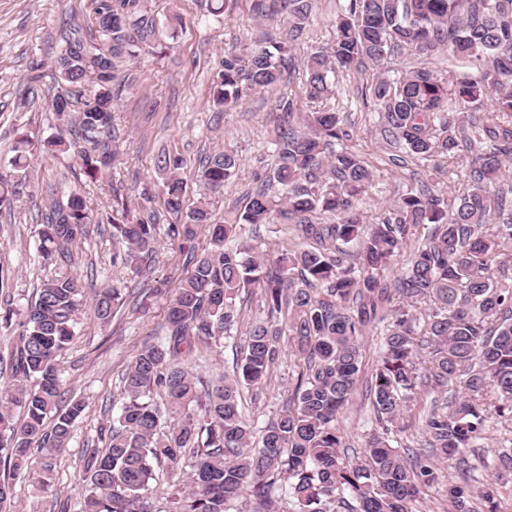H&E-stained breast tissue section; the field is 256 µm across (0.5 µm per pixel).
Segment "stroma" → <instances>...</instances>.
Wrapping results in <instances>:
<instances>
[{"label":"stroma","mask_w":512,"mask_h":512,"mask_svg":"<svg viewBox=\"0 0 512 512\" xmlns=\"http://www.w3.org/2000/svg\"><path fill=\"white\" fill-rule=\"evenodd\" d=\"M342 2L313 0L310 20L293 41L296 68L289 81L248 91L236 107L220 112L210 103V91L225 52L246 54L266 39H287L286 21L256 15L252 0H234L230 10L217 17L209 11L210 0H144L155 19V35L134 55L124 54L115 61L112 124L118 160L105 176L91 180L84 176L82 161L73 150L36 156L25 171L13 170L10 164L12 146L20 134L47 138L59 133L49 107L61 90L55 63L71 28L84 27L87 40L98 41V33L90 27L91 0H0V173L19 183L13 202L0 206V308L9 305L22 311L43 281L57 273L81 280L75 336L61 353L58 370L65 400L86 405L69 443L54 456L50 487L40 491L30 478H16L7 512H65L77 501L84 486L85 453L100 447V427L118 414L112 400L120 392L126 367L141 344L161 330L165 300L149 296L148 291L162 284L175 288L190 271L182 240L172 233L173 219L164 208L161 175L155 166L158 154L184 158L189 176L186 205L191 208L199 200V189L190 179L199 159L225 149L236 152L240 158L236 175L208 199L212 223H223L225 214L244 201L248 189L268 176L273 164L270 142L279 124L278 102L292 95L301 115L324 107L339 112L348 133L344 146L372 173L359 202L363 223L377 222L402 191L418 184L436 186L451 199L467 184L469 167L456 158L439 160L433 167L410 158L394 165V150L378 116L361 96L367 81L380 71L391 75L425 64L447 75V57L406 51L388 58L377 71L337 73L321 99L304 96L301 63L311 48L331 43ZM35 71L40 74L36 82L30 79ZM116 190L132 214L153 218L156 224V251L138 274L114 262L123 245L104 227ZM74 192L83 196L99 227L66 247L52 264H43L38 230L52 203L67 200ZM241 234L269 262L288 247L315 245L314 240L299 237L291 220L247 224ZM108 286L120 288L125 302L111 323L103 326L94 319L91 304L95 292ZM297 362L291 351H284L261 388L242 391L243 412L253 432H260L282 406L296 379ZM373 419L369 400L355 393L339 419L350 461L361 458L375 429ZM511 440L512 419L492 417L481 447L468 455L478 483L490 479L497 448Z\"/></svg>","instance_id":"1"}]
</instances>
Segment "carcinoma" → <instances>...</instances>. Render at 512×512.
<instances>
[{
	"mask_svg": "<svg viewBox=\"0 0 512 512\" xmlns=\"http://www.w3.org/2000/svg\"><path fill=\"white\" fill-rule=\"evenodd\" d=\"M254 10L282 14L299 32L312 0H258ZM91 25L104 36L101 44L73 32L57 68L62 84L92 83L96 90L77 110L62 105L66 94L51 108L89 144L81 150L83 170L96 179L115 159L114 58L125 45L147 42L155 21L140 0H94ZM406 49L446 53L467 67L443 78L419 65L396 79L379 76L364 90L386 136L412 159L454 158L465 145L479 146L470 152V180L451 204L422 183L406 190L379 222L362 224L356 202L371 171L351 150L332 149L348 137L337 113L314 112L307 129L294 126L292 97L278 104L282 123L268 176L286 194L259 186L222 224L209 223L207 195L235 175L237 154L226 150L201 161L193 172L200 200L187 212L184 159L157 156L165 209L179 219L172 232L188 242L205 232L209 247L187 252L192 270L168 301L162 335L144 343L127 365L117 423L100 428L107 448L85 457L78 512H152L154 466L162 462L191 471L188 482L174 484L168 512H276L277 505L293 512H411L409 505L440 483L450 459L459 478L448 483V500L455 512H480L471 506L467 452L481 447L489 419L512 416V201L489 191L512 155V0H346L331 43L306 54L307 97L322 98L339 71L377 67ZM292 51L279 42L245 57L225 53L224 68L212 80V105L233 106L251 89L279 84ZM69 147L60 136L43 141L25 134L12 165L23 168L43 149L63 153ZM315 211L336 215V223L310 222ZM277 216L298 219L304 236L330 247L285 249L268 266L244 239L226 246L241 226L271 224ZM90 224L82 196L54 203L39 230L42 260L81 241ZM108 224L126 245L121 262L139 270L152 253L155 225L124 208L112 210ZM426 224L431 234L412 245V230ZM407 248V272L388 279L384 272ZM251 288L260 289L268 318L250 324L234 376L189 369L202 346L224 348L242 320L236 299ZM80 295L81 284L70 274L43 282L19 315L8 358L0 357V371L13 380L0 390V466L14 477L32 476L41 490L52 473L48 459L67 445L85 409L80 401L62 404L57 367L74 336ZM122 300L118 288L98 289L94 318L109 324ZM386 318L383 352L365 385L380 431L352 464L337 422L362 374L359 338ZM285 338L303 367L254 448L240 387L268 380ZM427 388L447 396L422 421L423 447H393L390 434L404 404ZM49 418L54 425L47 431ZM34 443L47 458L39 466L30 461ZM494 469L496 481L479 492L486 512H497L498 486L512 475V448L497 449ZM242 499L251 509L237 507Z\"/></svg>",
	"mask_w": 512,
	"mask_h": 512,
	"instance_id": "carcinoma-1",
	"label": "carcinoma"
}]
</instances>
